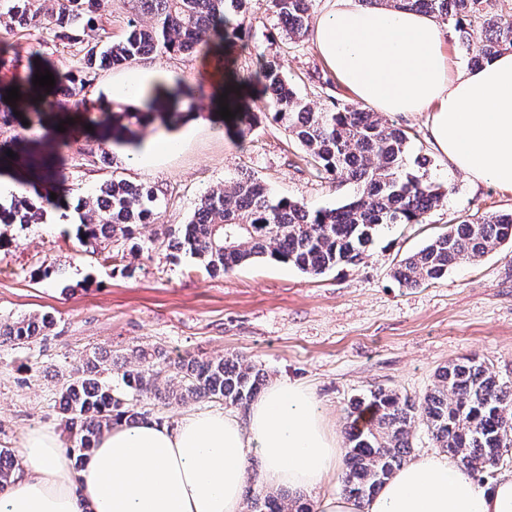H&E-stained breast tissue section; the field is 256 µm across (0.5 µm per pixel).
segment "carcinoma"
I'll list each match as a JSON object with an SVG mask.
<instances>
[{"label": "carcinoma", "mask_w": 512, "mask_h": 512, "mask_svg": "<svg viewBox=\"0 0 512 512\" xmlns=\"http://www.w3.org/2000/svg\"><path fill=\"white\" fill-rule=\"evenodd\" d=\"M132 15L153 19L149 26L131 22L119 41L98 48L82 47L83 65L120 67L157 49L174 54L195 52L224 62V51L239 39L242 29L230 22L226 5L241 12L251 0H127ZM275 13L291 38L305 37L310 28L313 0H271ZM484 0H361L364 6L390 5L454 22L462 47L477 67L502 50L512 48V19L489 17L481 31L465 20L483 11ZM105 0H0V18L8 29L32 38L33 54L41 55L45 41L83 42L76 31L102 26ZM55 86H67L44 106L67 112L87 109L86 83L71 70L50 68ZM266 101L264 110L286 125L288 132L325 172L344 176L359 186L350 201L332 208L310 209L305 204L273 196L250 175L239 177L228 189L204 195L189 223L170 238L174 250L190 255L211 274L228 273L256 261L296 267L316 276L338 267L355 266L381 228L422 224L446 197L447 190L424 182L411 165L407 132L357 105L332 110L316 109L300 96L269 62L262 65ZM182 112L160 108L157 96L141 106L112 104V111L86 124L112 127L110 136L85 139L88 154L105 151L111 143L137 146L138 128L158 122L178 126ZM107 199L95 196L79 214L76 236L82 246L95 250L104 239L135 242L139 226L154 223L162 198L159 189L144 183L112 181L105 185ZM49 198L16 197L9 207L0 205V224H32L43 220ZM232 236L234 246L224 247ZM512 241V211L479 220H464L448 227L426 246L397 265L393 277L405 287H416L444 277L452 267L474 261ZM48 314L0 320V344L25 345L49 329ZM121 371L120 383L103 378L105 371ZM265 373L241 357L189 359L167 362L161 348L142 350L135 360L113 354L93 355L86 367L67 378L60 389L61 420L76 465H81L112 424H138L146 414L138 401L153 398L187 403L197 398L244 406L261 390ZM341 482L347 498L361 502L378 494L413 451L411 429L422 421L437 447L445 448L473 476H492L486 465L491 455L512 449V386L500 381L483 365L462 357L441 368L433 386L421 397L377 389L352 403ZM15 469V455L0 448V487ZM251 512H312L300 497L273 493L259 486L252 475L246 486Z\"/></svg>", "instance_id": "cac0c4a2"}]
</instances>
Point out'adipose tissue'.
Wrapping results in <instances>:
<instances>
[{"mask_svg": "<svg viewBox=\"0 0 512 512\" xmlns=\"http://www.w3.org/2000/svg\"><path fill=\"white\" fill-rule=\"evenodd\" d=\"M436 18L333 0L312 39L325 64L377 111L425 112L432 140L472 181L512 189V53L450 76ZM269 490L325 483L340 462L316 398L277 381L245 413L192 411L175 425L112 426L82 465L56 434L29 431L22 465L0 488V512H240L246 457ZM319 512H512V475L479 482L453 457L404 464L363 502L326 497Z\"/></svg>", "mask_w": 512, "mask_h": 512, "instance_id": "ef3b65f1", "label": "adipose tissue"}]
</instances>
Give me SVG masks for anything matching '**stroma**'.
Listing matches in <instances>:
<instances>
[{
	"mask_svg": "<svg viewBox=\"0 0 512 512\" xmlns=\"http://www.w3.org/2000/svg\"><path fill=\"white\" fill-rule=\"evenodd\" d=\"M236 20L244 34L224 67L161 49L134 64L161 71L194 92L199 118L176 129L174 151L145 161L139 151L114 145L108 155L92 159L78 145L61 147L49 129L0 171L1 179L25 192L41 182L43 160L56 157L69 186L63 204L47 208L43 223L0 224V319L46 312L54 317L32 343L0 346V448H20L36 428L61 432V384L100 351L157 345L173 361L185 355L244 356L269 381L310 390L341 446L351 400L375 389L421 396L440 367L464 355L479 357L500 378L512 380V242L432 283L407 288L393 278L401 259L449 226L512 210V189L474 184L435 149L427 113H398L389 120L407 131L412 153L430 158L419 177L442 184L448 194L425 223L380 230L357 266L310 276L263 261L213 275L155 242L157 225L180 228L203 195L230 186L245 171L276 197L313 209L345 203L357 192L355 184L317 169L272 117L260 118L240 135L210 118L216 86L228 75H250L261 60L275 62L315 108L357 101L311 38L286 35L270 0H250ZM0 39L10 44L0 57V89L31 83L38 60L26 39L2 23ZM41 58L80 71L95 112L119 75L115 69H85L75 46L47 42ZM112 179L163 189L157 224L138 229L150 249L115 244L110 253L91 254L79 244V202ZM45 266L52 267L51 278H35V270Z\"/></svg>",
	"mask_w": 512,
	"mask_h": 512,
	"instance_id": "35a3bbf8",
	"label": "stroma"
}]
</instances>
